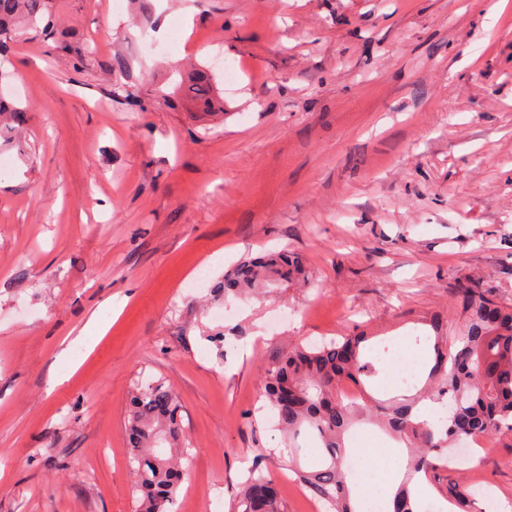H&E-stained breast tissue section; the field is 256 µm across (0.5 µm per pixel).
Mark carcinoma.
Wrapping results in <instances>:
<instances>
[{
  "mask_svg": "<svg viewBox=\"0 0 512 512\" xmlns=\"http://www.w3.org/2000/svg\"><path fill=\"white\" fill-rule=\"evenodd\" d=\"M46 0H0V39L17 33L19 25L34 27L43 19ZM192 97L210 105L211 84L197 77L186 87ZM305 279L299 261L287 252L244 261L224 276L221 298L254 294L267 282ZM465 323L454 336H437L433 364L422 387L403 398L372 396L351 405L338 394L349 380L363 388L379 373L364 351V336H342L280 350L262 368L261 396L274 412L282 432L280 458L311 496L334 512H358L353 505L344 438L362 415L409 449L405 480L392 498L393 512H418L413 484L447 467L448 451L458 440L493 437L512 431V307L487 297L479 288L461 291ZM449 402L443 428L420 418L419 405ZM179 404L162 381L140 387L128 413L130 465L136 512H167L184 479L179 460L188 456L178 423ZM303 433L319 445L317 462L302 466L296 439ZM256 458L241 485L237 512H286L278 485ZM448 500L460 512H475L467 485L448 484Z\"/></svg>",
  "mask_w": 512,
  "mask_h": 512,
  "instance_id": "carcinoma-1",
  "label": "carcinoma"
}]
</instances>
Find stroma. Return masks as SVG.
<instances>
[{
    "label": "stroma",
    "instance_id": "1",
    "mask_svg": "<svg viewBox=\"0 0 512 512\" xmlns=\"http://www.w3.org/2000/svg\"><path fill=\"white\" fill-rule=\"evenodd\" d=\"M0 46V512H134L136 388L178 397L172 512H233L258 454L287 512L261 366L292 340L461 328L512 307V0H48ZM234 67L235 83L224 79ZM224 99L175 93L180 69ZM296 254L307 280L218 300L226 271ZM103 335L82 329L92 314ZM469 470L512 505V432Z\"/></svg>",
    "mask_w": 512,
    "mask_h": 512
}]
</instances>
